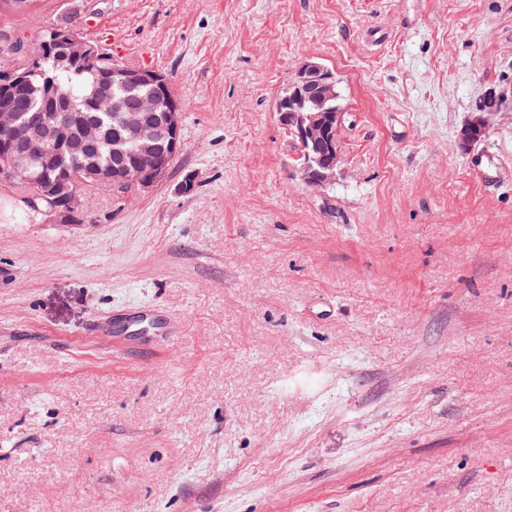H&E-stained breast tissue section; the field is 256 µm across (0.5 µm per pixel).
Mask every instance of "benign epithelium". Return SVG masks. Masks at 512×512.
<instances>
[{"mask_svg":"<svg viewBox=\"0 0 512 512\" xmlns=\"http://www.w3.org/2000/svg\"><path fill=\"white\" fill-rule=\"evenodd\" d=\"M55 49L62 62L74 59H92L97 48L79 38L69 26L55 31ZM112 77H119L133 86L150 85L167 92L165 74L156 70L125 71L117 69ZM336 76L332 70L317 62L301 66L287 93L278 103L277 112L283 124L310 149L301 178L311 188L319 189L336 180L340 156L336 154L334 135L342 125L343 113L323 108L335 97ZM167 109L156 113L157 100H143L134 106H125L118 113L123 136L114 143L121 156L120 164L97 177L114 187L149 191L167 176L170 160L182 150L180 107L176 100L165 97ZM66 102L57 100V111L37 112L26 121L16 122L9 99H0V166H5L14 180L33 178L35 164L46 169L57 161L63 150L77 140L86 150L97 147L101 129L87 119H80L65 111ZM493 112L481 101L466 127L475 132L490 128ZM44 194L52 198L51 211L73 216L80 210L78 189L71 179L60 174L42 183Z\"/></svg>","mask_w":512,"mask_h":512,"instance_id":"1","label":"benign epithelium"}]
</instances>
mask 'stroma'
I'll use <instances>...</instances> for the list:
<instances>
[{
    "label": "stroma",
    "instance_id": "35a3bbf8",
    "mask_svg": "<svg viewBox=\"0 0 512 512\" xmlns=\"http://www.w3.org/2000/svg\"><path fill=\"white\" fill-rule=\"evenodd\" d=\"M64 22L168 75L183 147L74 222L0 182V512H512V177L471 172L512 168V0H33L0 36ZM309 61L320 191L277 112ZM154 308L173 341L88 333ZM335 85L336 76L332 70L317 62L304 63L291 82L289 93L277 105L283 124L294 132L305 148H310L300 173L303 181L314 189L332 184L339 167L340 156L336 152L334 135L342 125L343 112L327 109L341 110V95L336 88L335 97ZM328 99L332 100L325 104V109L323 105ZM290 134L298 145L300 165L306 157V150ZM326 151L331 155V163L324 166L322 155Z\"/></svg>",
    "mask_w": 512,
    "mask_h": 512
}]
</instances>
